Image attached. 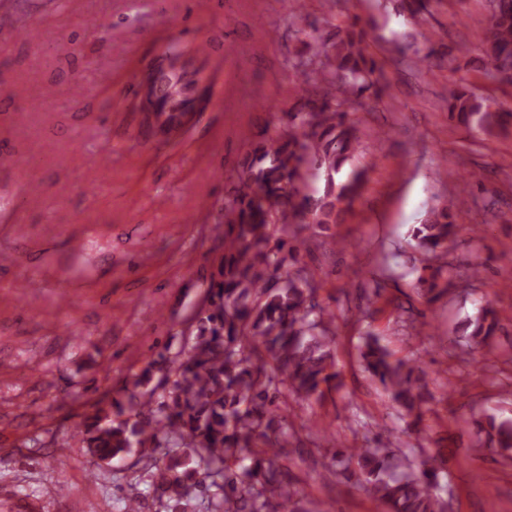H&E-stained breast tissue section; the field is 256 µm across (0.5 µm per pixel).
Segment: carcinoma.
Listing matches in <instances>:
<instances>
[{
    "instance_id": "obj_1",
    "label": "carcinoma",
    "mask_w": 512,
    "mask_h": 512,
    "mask_svg": "<svg viewBox=\"0 0 512 512\" xmlns=\"http://www.w3.org/2000/svg\"><path fill=\"white\" fill-rule=\"evenodd\" d=\"M491 19L481 42L492 73L512 79V0H489ZM358 19L332 36L311 35L298 51L301 85L317 99L287 113L288 133L256 146L240 165L224 199V255L187 331L188 350L158 354L120 399L99 401L84 416L80 442L92 463L108 465L137 453L165 512H181L203 491L207 512H294L288 484V445L294 437L288 400L319 399L339 385L332 329L335 314L316 301L317 288L300 265L297 229L343 224L359 197L364 172L339 174L362 151L350 110L379 98L383 72L367 53ZM448 115L492 136L501 114L460 85L448 90ZM323 177L322 193L301 189L308 171ZM455 224L446 208L430 211L413 231L422 254L418 276L428 301L439 287L448 237ZM499 322L482 308L466 321L463 345H491ZM365 370L418 424L430 394L417 385L419 367L393 361L372 335L361 337ZM488 442L512 454V420L489 414L478 422ZM344 477L363 488L383 512H450L434 489L436 459L410 456L378 436L374 448H347Z\"/></svg>"
}]
</instances>
